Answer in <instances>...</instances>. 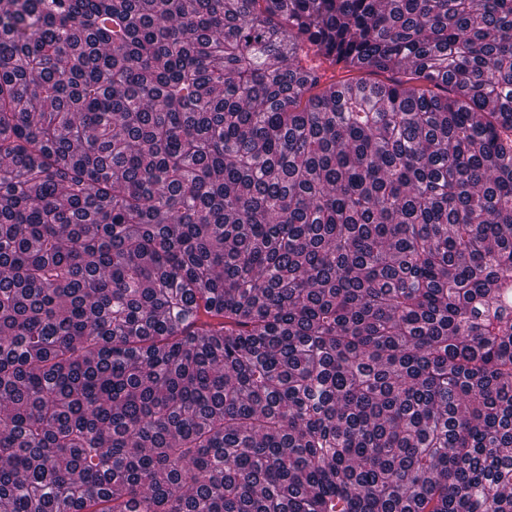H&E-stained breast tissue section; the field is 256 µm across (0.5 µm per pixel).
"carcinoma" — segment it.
I'll return each mask as SVG.
<instances>
[{
	"instance_id": "obj_1",
	"label": "carcinoma",
	"mask_w": 512,
	"mask_h": 512,
	"mask_svg": "<svg viewBox=\"0 0 512 512\" xmlns=\"http://www.w3.org/2000/svg\"><path fill=\"white\" fill-rule=\"evenodd\" d=\"M0 512H512V0H0Z\"/></svg>"
}]
</instances>
